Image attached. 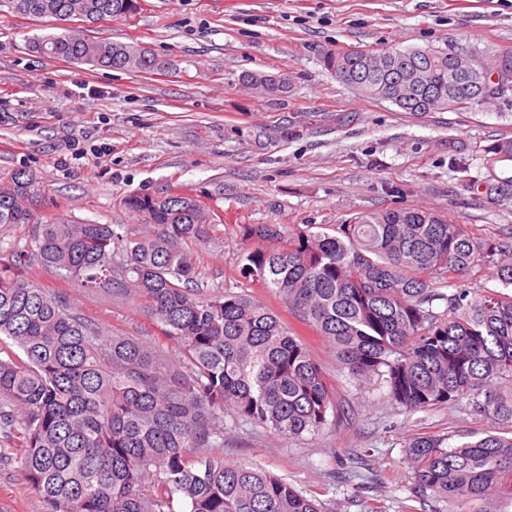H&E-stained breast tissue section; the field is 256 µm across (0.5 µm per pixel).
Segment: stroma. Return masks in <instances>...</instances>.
<instances>
[{
  "mask_svg": "<svg viewBox=\"0 0 512 512\" xmlns=\"http://www.w3.org/2000/svg\"><path fill=\"white\" fill-rule=\"evenodd\" d=\"M51 18L16 14L0 0V184L33 174L38 214L146 231L128 195L192 191L217 224L195 246L201 292L245 294L290 327L297 318L240 273L241 224L292 234L362 212L428 209L485 243H512V200L490 198L484 146L512 138V95L484 107L420 117L368 99L340 81L325 57L353 48L512 51V0H142L135 15L85 26L87 38L150 47L164 68H95L30 53L58 33ZM248 74L284 75L277 97ZM83 158H73L74 149ZM27 277L64 298L107 334L139 338L180 360L181 346L132 293L64 281L32 264ZM352 418L299 440H281L224 418L225 462L248 460L316 496L331 512H422L412 496L404 443L417 433H501L468 408L409 413L376 387L359 388L333 349L304 331ZM0 512H43L16 463L0 462Z\"/></svg>",
  "mask_w": 512,
  "mask_h": 512,
  "instance_id": "1",
  "label": "stroma"
}]
</instances>
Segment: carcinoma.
<instances>
[{
  "label": "carcinoma",
  "mask_w": 512,
  "mask_h": 512,
  "mask_svg": "<svg viewBox=\"0 0 512 512\" xmlns=\"http://www.w3.org/2000/svg\"><path fill=\"white\" fill-rule=\"evenodd\" d=\"M18 13L87 24L127 18L140 0H9ZM31 52L140 72L162 61L138 44L76 40L62 32ZM512 53L480 59L462 51L373 49L331 53L326 64L359 92L426 116L483 106L512 85L489 84ZM274 96L279 83L246 77ZM487 192L512 199V139L484 147ZM38 189L19 171L0 186V227L29 225L22 247L0 246V337L20 356L0 357V438L41 499L43 512H329L323 503L248 461L228 464L201 448L224 447V412L290 440L346 421L304 340L264 305L231 291L205 297L192 247L213 225L196 222L190 194H133L123 206L151 231L120 234L110 224L43 223ZM240 258L252 283L276 293L299 321L333 347L357 386L385 388L409 412L462 402L508 435L450 444L440 435L405 442L413 497L459 512H512V245L485 244L442 215L418 208L360 213L328 229L307 225L285 238L277 224H243ZM123 262L112 263L114 254ZM36 262L83 287L133 289L182 346L174 365L138 339L106 336L66 301L23 279ZM495 263L505 291L456 288ZM443 300L446 308L433 310Z\"/></svg>",
  "instance_id": "1"
}]
</instances>
